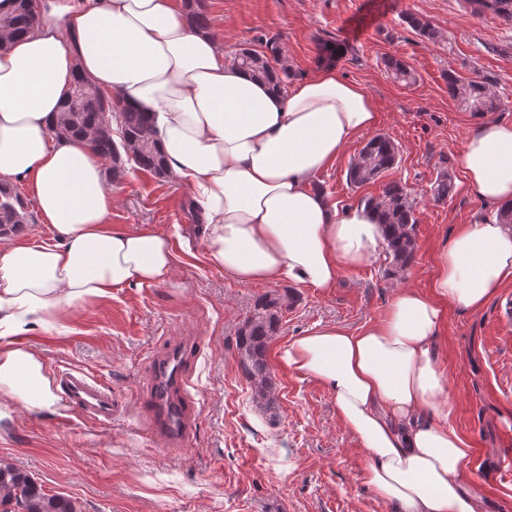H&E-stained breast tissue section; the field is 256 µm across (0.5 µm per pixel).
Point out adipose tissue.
Instances as JSON below:
<instances>
[{"label": "adipose tissue", "instance_id": "adipose-tissue-1", "mask_svg": "<svg viewBox=\"0 0 512 512\" xmlns=\"http://www.w3.org/2000/svg\"><path fill=\"white\" fill-rule=\"evenodd\" d=\"M39 19L0 49V179L30 178L54 240L0 237V408L56 405L41 358L13 336L52 325L67 308L174 275L171 239L112 226L104 162L51 127L76 73L154 118L168 169L189 190L206 259L241 284L290 281L331 291L344 270L379 259L374 208L336 210L311 185L379 114L336 67L278 92L239 69L218 39L192 31L185 0H37ZM467 192L512 202V122L489 117L457 156ZM512 276V227L461 225L437 257L430 289H398L356 329L323 325L284 361L327 389L364 448L362 480L399 512H486L448 428V373L432 346L448 307L475 312Z\"/></svg>", "mask_w": 512, "mask_h": 512}]
</instances>
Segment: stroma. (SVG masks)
<instances>
[{"mask_svg":"<svg viewBox=\"0 0 512 512\" xmlns=\"http://www.w3.org/2000/svg\"><path fill=\"white\" fill-rule=\"evenodd\" d=\"M214 32L226 54L279 47L290 81L326 63L364 86L381 114L377 133L399 147L383 181L351 185L347 172L361 143L350 145L313 178L343 210L379 195L384 182H405L417 199L418 252L395 280L380 261L344 271L332 292L290 282L244 285L205 258L186 189L140 170L112 183L111 220L150 229L177 242L173 280L132 285L70 307L55 325L20 334L48 374L73 368L111 388L118 406L98 424L63 405L30 413L11 406L0 416V462L31 473L77 512H398L360 479L363 448L343 427L330 393L288 368V344L320 325L355 328L379 318L399 287L428 288L436 257L457 226L488 215L469 197L463 174L455 192L434 201L430 186L457 154L475 117L448 94V77L492 79L504 101L498 119L512 121V25L472 15L463 0H208ZM417 13L439 37L422 42L404 23ZM336 55L325 61L323 47ZM393 55L417 73L406 86L387 74ZM270 294L286 307L266 350L275 404L260 408L238 367L236 337L255 299ZM195 346L181 391L195 408L178 446L139 425V399L156 375L154 355L167 346ZM434 351L448 372L449 426L473 454L471 474L487 512H512V279L478 312L449 309Z\"/></svg>","mask_w":512,"mask_h":512,"instance_id":"obj_1","label":"stroma"}]
</instances>
